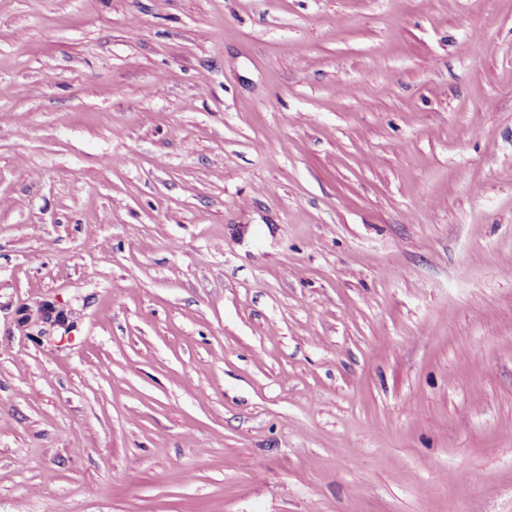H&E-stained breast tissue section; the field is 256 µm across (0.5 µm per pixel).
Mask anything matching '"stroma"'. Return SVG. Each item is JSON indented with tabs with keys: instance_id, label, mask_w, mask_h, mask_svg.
<instances>
[{
	"instance_id": "obj_1",
	"label": "stroma",
	"mask_w": 512,
	"mask_h": 512,
	"mask_svg": "<svg viewBox=\"0 0 512 512\" xmlns=\"http://www.w3.org/2000/svg\"><path fill=\"white\" fill-rule=\"evenodd\" d=\"M1 85L0 512H512V0H0ZM21 317L19 318V324L24 331L29 330V334L45 338L46 340L53 339L51 332L46 329V326L55 327L58 326L64 329V333L61 334L60 340L62 342L68 340L70 333V325L65 323L62 310L56 309V307L49 304H39L36 307L26 306L21 311Z\"/></svg>"
}]
</instances>
